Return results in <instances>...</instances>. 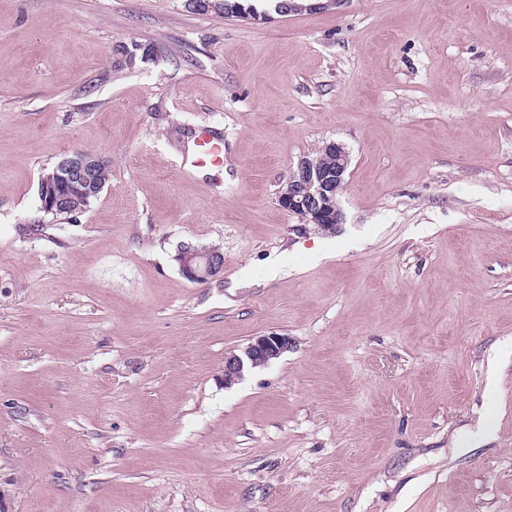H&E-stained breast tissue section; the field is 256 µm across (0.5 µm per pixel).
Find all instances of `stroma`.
<instances>
[{"label": "stroma", "mask_w": 512, "mask_h": 512, "mask_svg": "<svg viewBox=\"0 0 512 512\" xmlns=\"http://www.w3.org/2000/svg\"><path fill=\"white\" fill-rule=\"evenodd\" d=\"M332 141L325 234L277 195ZM76 150L108 182L44 213ZM0 512H512V0H0ZM206 1H209L211 7L202 11L193 8L192 2L194 0H188L187 5L191 11L197 14H220L224 15V18H244L246 13H268V10L258 11L256 7H253V4L247 3L249 0H198L196 3L204 8V6H208ZM181 164L183 168L189 169L208 165L224 166V139L212 131H201L194 138L191 151L185 150ZM174 260L182 276L192 283H204L224 271V255L217 248L181 245ZM289 339L277 333L257 337L242 352L232 353L224 358V383L232 385L238 381L246 368L268 364L288 351Z\"/></svg>", "instance_id": "obj_1"}]
</instances>
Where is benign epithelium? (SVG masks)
<instances>
[{"mask_svg": "<svg viewBox=\"0 0 512 512\" xmlns=\"http://www.w3.org/2000/svg\"><path fill=\"white\" fill-rule=\"evenodd\" d=\"M325 152L333 156L332 164L324 165L318 156L301 159L279 191L277 201L282 209L300 216L305 223L321 231L334 232L343 223L339 197L346 187L350 159L340 143H328ZM104 165L102 159L84 151H75L59 160L39 181L43 211L55 216L78 211L74 194L79 192L86 197L98 194L101 190L98 173ZM174 260L182 276L192 283L207 282L224 271V255L216 248L182 245ZM288 347V337L281 334L257 337L242 353L224 357V385L238 381L246 368L264 366L280 357Z\"/></svg>", "mask_w": 512, "mask_h": 512, "instance_id": "obj_1", "label": "benign epithelium"}]
</instances>
